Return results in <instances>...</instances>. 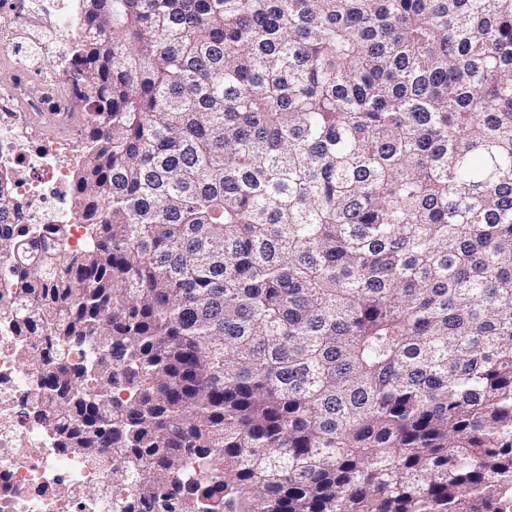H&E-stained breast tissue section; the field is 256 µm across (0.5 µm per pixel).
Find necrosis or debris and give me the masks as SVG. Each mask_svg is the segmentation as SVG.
I'll return each instance as SVG.
<instances>
[{"instance_id":"4bbe7bcc","label":"necrosis or debris","mask_w":512,"mask_h":512,"mask_svg":"<svg viewBox=\"0 0 512 512\" xmlns=\"http://www.w3.org/2000/svg\"><path fill=\"white\" fill-rule=\"evenodd\" d=\"M10 25L0 27V169L14 173L12 187L26 198L22 223L65 224L72 245L84 228L65 191L68 160L84 135L75 115L82 102L70 69L40 67L52 44L53 15L68 12L67 0H8ZM33 344L20 343L11 312L0 309V512H112V501L95 494L115 464L96 466L46 430L32 415L37 376L26 367Z\"/></svg>"}]
</instances>
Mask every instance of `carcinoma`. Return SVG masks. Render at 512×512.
<instances>
[{
	"label": "carcinoma",
	"instance_id": "carcinoma-1",
	"mask_svg": "<svg viewBox=\"0 0 512 512\" xmlns=\"http://www.w3.org/2000/svg\"><path fill=\"white\" fill-rule=\"evenodd\" d=\"M89 240L0 255L112 512H505L512 0H83Z\"/></svg>",
	"mask_w": 512,
	"mask_h": 512
}]
</instances>
